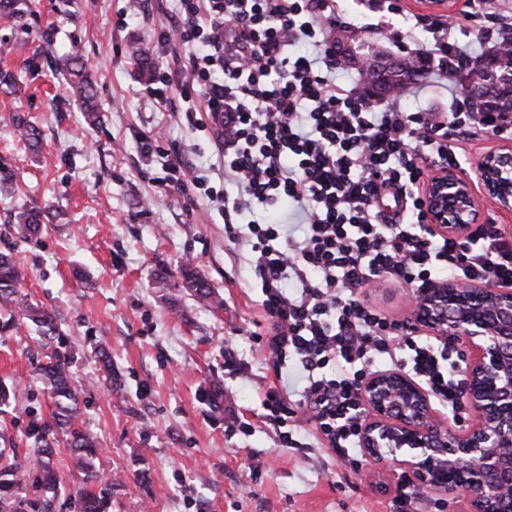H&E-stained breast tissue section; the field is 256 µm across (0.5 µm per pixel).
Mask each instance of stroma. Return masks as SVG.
<instances>
[{
	"label": "stroma",
	"mask_w": 512,
	"mask_h": 512,
	"mask_svg": "<svg viewBox=\"0 0 512 512\" xmlns=\"http://www.w3.org/2000/svg\"><path fill=\"white\" fill-rule=\"evenodd\" d=\"M24 26L0 22V67L23 85L0 87V156L15 167L22 192L0 196V251L21 261L22 290L49 310L74 354L73 376L87 402L84 425L97 435L112 481L111 512H394L404 474L389 461L350 466L339 453L299 433L300 447H281L263 418L261 399L273 369L252 339L268 323L253 288L245 251L224 237V222L197 189L167 190V157L182 156L222 189L224 172L206 115L169 118L143 95L129 56L145 46L160 63L159 43L172 0H26ZM340 0L349 27L344 44L396 55L428 36L411 15L427 0ZM388 21L398 43L380 38ZM78 44L95 83L101 126L86 125L67 96L50 54ZM23 114L42 133L38 153L19 142L12 117ZM152 133L142 146L141 131ZM57 217L39 236L19 237L7 222L25 205ZM194 266L223 299L214 307L183 288L180 269ZM31 325L0 332V381L17 400L0 413V448L26 450L28 407L50 416L53 405L32 371ZM112 354L116 379L105 386L95 349ZM232 349L236 370L224 366ZM224 391L221 411L201 399Z\"/></svg>",
	"instance_id": "obj_1"
}]
</instances>
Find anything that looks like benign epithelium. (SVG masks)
<instances>
[{
  "label": "benign epithelium",
  "instance_id": "1",
  "mask_svg": "<svg viewBox=\"0 0 512 512\" xmlns=\"http://www.w3.org/2000/svg\"><path fill=\"white\" fill-rule=\"evenodd\" d=\"M364 92L377 103L390 94L374 78ZM477 184L485 198L512 212V145L482 157L473 179L446 167L434 172L422 187L431 227L466 237L482 218ZM411 315L439 341L465 348L461 394L472 421L451 428L422 382L379 372L361 388L364 455L391 459L423 493L463 499L464 512H512V289L439 281Z\"/></svg>",
  "mask_w": 512,
  "mask_h": 512
}]
</instances>
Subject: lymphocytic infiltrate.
I'll return each mask as SVG.
<instances>
[{
  "label": "lymphocytic infiltrate",
  "mask_w": 512,
  "mask_h": 512,
  "mask_svg": "<svg viewBox=\"0 0 512 512\" xmlns=\"http://www.w3.org/2000/svg\"><path fill=\"white\" fill-rule=\"evenodd\" d=\"M164 31L165 67L146 96L169 114L171 77L199 85L189 112L208 113L224 146V192L209 193L229 242L245 244L270 323L262 348L274 373L297 358L298 398L269 387L265 419L311 426L320 447L360 448L361 382L390 367L416 377L449 412L461 404L455 359L373 307L384 281L419 292L432 282L512 288V235L479 224L457 239L427 221L420 185L433 166L459 167L477 132L512 137V120L470 111L457 77L475 58L446 23L417 21L428 47L406 50L419 78L402 97L449 93L447 110L372 104L336 49V0H176ZM202 40L201 49L183 46ZM394 211H386V201Z\"/></svg>",
  "instance_id": "lymphocytic-infiltrate-1"
}]
</instances>
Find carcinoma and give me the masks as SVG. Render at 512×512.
Returning <instances> with one entry per match:
<instances>
[{"label":"carcinoma","mask_w":512,"mask_h":512,"mask_svg":"<svg viewBox=\"0 0 512 512\" xmlns=\"http://www.w3.org/2000/svg\"><path fill=\"white\" fill-rule=\"evenodd\" d=\"M25 16L19 0H0V20L16 25ZM55 71L66 79V92L81 104L85 118L91 125L100 123L95 91L89 73L82 61L80 49L72 47L53 57ZM498 78L492 79L491 95L480 92L465 93L476 112L512 114V69L496 68ZM19 140L35 151L41 141L39 129L20 114L12 117ZM17 190L12 165L0 159V193L8 196ZM45 211L37 206H23L14 215L13 224L22 235L41 232ZM181 274L186 287L195 296L222 303L198 270L187 262ZM24 270L10 254L0 253V310L7 318L0 330L16 328L31 322L41 328L37 339L39 348L46 351L47 362H37L35 369L41 374L45 389L54 399L50 418H44L37 409H28L29 421L25 436L30 448L19 456L14 448L0 449V512H52L54 499L61 486L53 457L58 443L57 435L65 436L73 467L83 476L86 488L78 492L79 512H109L112 504V481L104 477L100 468V447L95 436L83 427L79 385L71 375L73 353L62 344V334L53 316L28 299L22 292Z\"/></svg>","instance_id":"cac0c4a2"}]
</instances>
